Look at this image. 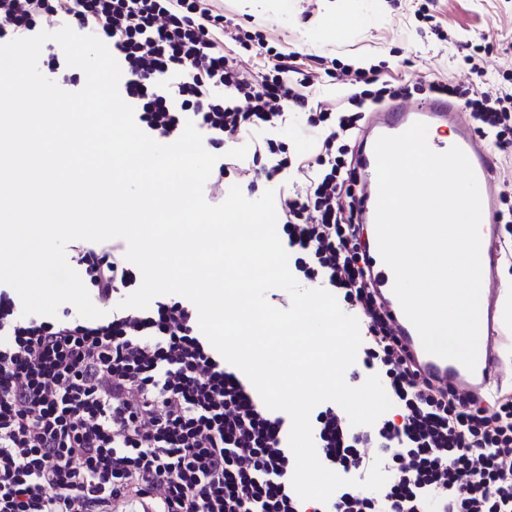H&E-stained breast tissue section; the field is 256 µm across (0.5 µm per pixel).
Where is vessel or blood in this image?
<instances>
[{"label":"vessel or blood","mask_w":512,"mask_h":512,"mask_svg":"<svg viewBox=\"0 0 512 512\" xmlns=\"http://www.w3.org/2000/svg\"><path fill=\"white\" fill-rule=\"evenodd\" d=\"M450 117L451 109L448 103L442 101L420 104L409 109L392 106L379 112L374 123V134L378 137L396 135L417 121L432 127L438 122L449 120ZM455 133L453 143L466 154L479 184L489 183L490 172L484 163L475 132L461 125L456 128ZM357 159L360 180L369 187L362 200V218L364 223L371 224L375 221L378 194L373 142L360 141L357 146ZM372 271L373 286L383 302L390 323L422 376L433 378L485 402L494 399L503 391L508 380L505 373L497 368L503 339L500 329L504 316L499 289L487 285L481 288L487 308L480 320L476 368L470 371L456 360L440 358L425 351L417 330L405 316L393 292L394 274L383 262L380 254L372 256Z\"/></svg>","instance_id":"b4317fda"}]
</instances>
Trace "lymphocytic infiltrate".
<instances>
[{
    "instance_id": "f902f5d3",
    "label": "lymphocytic infiltrate",
    "mask_w": 512,
    "mask_h": 512,
    "mask_svg": "<svg viewBox=\"0 0 512 512\" xmlns=\"http://www.w3.org/2000/svg\"><path fill=\"white\" fill-rule=\"evenodd\" d=\"M45 14L111 44L126 74L120 95L150 137L190 120L217 147L311 108L296 54L239 29L234 42L258 63L243 70L224 50L223 14L200 0H0V39L38 34ZM463 59L476 77L466 90L325 67L329 81L348 76L352 110H319L305 184L280 200L294 275L342 297L362 337L352 375L381 376L393 403L359 429L338 405L313 413L318 458L346 486L325 503L301 500L290 421L200 336L195 308L168 297L146 311L114 308L135 283L125 247L77 240L74 269L103 317L25 316L0 289V512H512V396L484 406L419 376L369 283L350 160L367 112L421 93L460 101L479 136L511 148L512 86ZM377 460L389 480L372 494L360 483Z\"/></svg>"
}]
</instances>
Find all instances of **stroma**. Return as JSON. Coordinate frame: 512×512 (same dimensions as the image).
<instances>
[{
    "mask_svg": "<svg viewBox=\"0 0 512 512\" xmlns=\"http://www.w3.org/2000/svg\"><path fill=\"white\" fill-rule=\"evenodd\" d=\"M203 5L283 51L298 53L309 72L313 102L326 108L342 109L348 101L339 85L325 82L317 68L322 59L377 66L380 80L391 83L442 80L465 89L472 86L474 76L463 63L460 48L476 42L487 47L483 66L488 80L512 74V0H429L425 19L416 17L414 0H204ZM335 14L349 19L337 37L326 30ZM440 30L445 33L441 39L436 36ZM310 118V113L292 112L276 132L262 128L252 138L228 142V149L246 154L254 142L273 136L285 142L293 161L282 178L258 179L251 190L246 178H239L237 184L246 187L247 198H258L269 188L280 196L303 183L302 165L318 147L309 133ZM484 156L493 173L492 193L506 196L495 208L506 211L512 206V150L488 142Z\"/></svg>",
    "mask_w": 512,
    "mask_h": 512,
    "instance_id": "1",
    "label": "stroma"
}]
</instances>
